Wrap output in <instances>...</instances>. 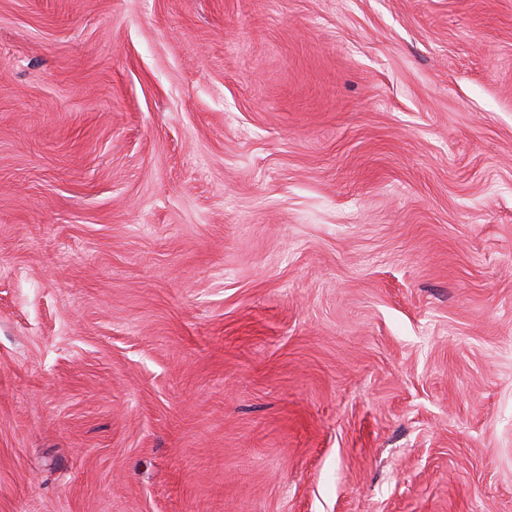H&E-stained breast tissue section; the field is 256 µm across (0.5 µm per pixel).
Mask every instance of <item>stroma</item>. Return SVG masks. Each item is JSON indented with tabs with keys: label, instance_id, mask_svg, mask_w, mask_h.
<instances>
[{
	"label": "stroma",
	"instance_id": "stroma-1",
	"mask_svg": "<svg viewBox=\"0 0 512 512\" xmlns=\"http://www.w3.org/2000/svg\"><path fill=\"white\" fill-rule=\"evenodd\" d=\"M0 512H512V0H0Z\"/></svg>",
	"mask_w": 512,
	"mask_h": 512
}]
</instances>
